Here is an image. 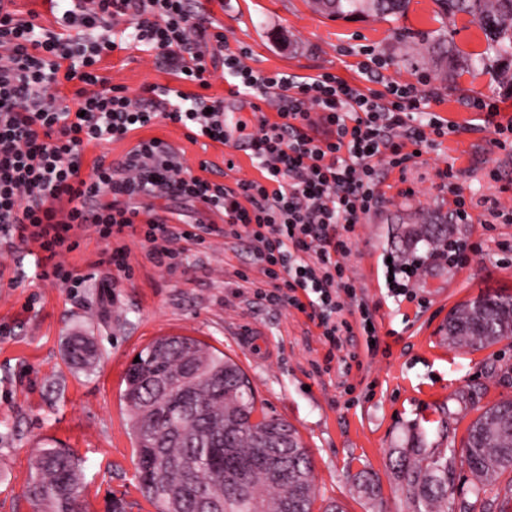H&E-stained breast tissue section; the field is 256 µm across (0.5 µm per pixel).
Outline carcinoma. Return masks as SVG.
<instances>
[{
  "label": "carcinoma",
  "instance_id": "obj_1",
  "mask_svg": "<svg viewBox=\"0 0 512 512\" xmlns=\"http://www.w3.org/2000/svg\"><path fill=\"white\" fill-rule=\"evenodd\" d=\"M439 14H460L483 33L477 53L438 58L452 73L500 68L512 76V0H435ZM411 0H324L336 16L366 11L384 18L404 15ZM448 343L478 350L512 337V298L486 295L460 304L444 326ZM67 356L88 366L95 350L86 336H75ZM121 395L137 462L138 490L155 512H312L315 489L307 448L287 423L262 413L255 420L254 391L240 366L188 336H163L138 353ZM213 448H222L244 466L241 489L225 490L224 470L214 467ZM288 470L286 481L254 461L268 451ZM461 463L466 465L481 512H509L512 484L493 487L498 474L512 470V399L485 408L468 426ZM414 512H448V458L422 463L396 461ZM82 465L74 454L47 448L35 456L26 495L34 512H80Z\"/></svg>",
  "mask_w": 512,
  "mask_h": 512
}]
</instances>
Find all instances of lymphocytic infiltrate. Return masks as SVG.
<instances>
[{
    "mask_svg": "<svg viewBox=\"0 0 512 512\" xmlns=\"http://www.w3.org/2000/svg\"><path fill=\"white\" fill-rule=\"evenodd\" d=\"M69 2L54 30L38 13L0 4V235L36 242L42 277L65 288L82 283L63 258L88 225L106 245L102 263L124 273L131 239L167 269L182 262L179 242L216 233L245 240L263 275L254 297L304 313L330 347L325 364L355 327L376 340L371 317L353 309L352 237L383 200V173L405 172L455 125L414 84L373 88L380 64L369 47L359 66L364 89L327 71L252 67L250 49L232 46L192 0ZM122 48L149 53L175 85L152 84L138 96L112 84L100 63ZM219 72L232 78L230 95L275 100V117L258 115L248 133L257 177L231 187L211 180V161L184 166L158 137L138 138L115 165L98 156L82 174L86 145L125 140L160 120L187 129L191 141L227 144L224 100L209 92ZM75 80L79 88L66 95ZM185 82L195 91L182 90ZM162 193L205 204L223 227L170 223L145 203Z\"/></svg>",
    "mask_w": 512,
    "mask_h": 512,
    "instance_id": "obj_1",
    "label": "lymphocytic infiltrate"
}]
</instances>
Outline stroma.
Returning <instances> with one entry per match:
<instances>
[{
	"label": "stroma",
	"instance_id": "stroma-1",
	"mask_svg": "<svg viewBox=\"0 0 512 512\" xmlns=\"http://www.w3.org/2000/svg\"><path fill=\"white\" fill-rule=\"evenodd\" d=\"M210 9L213 25L247 46L253 67L262 70L329 71L360 85L358 52L370 46L385 63L384 81L418 84L432 98V111L457 127L406 174L388 173L384 201L358 228L347 263L357 299L377 327V349L367 353L363 336H353L346 348L358 354L359 365L347 374L337 365L317 372L328 345L307 317L240 290L236 272L261 277L244 241L230 248L223 237L208 236L202 246H186L181 266L166 270L134 239L125 275L97 265L105 244L88 228L65 258L85 281L68 290L38 277L36 244L0 238V512H33L25 490L40 448L80 458L85 512H108L113 495L128 502V512H154L136 488L121 392L131 360L161 336H189L227 354L247 374L257 408L297 430L312 462L313 512H325L333 500L346 512H412L394 465L413 434L423 433L432 452L462 450L471 421L512 397V338L471 350L449 346L441 331L461 302L512 296V223L489 221L491 202L512 205V153L494 146L493 133L468 106L476 97L499 101L501 122L512 121V84L487 72L442 78L425 50L443 27L435 0H412L407 17L396 22L328 17L311 0H224ZM103 66L133 94L171 81L134 50L112 54ZM149 133L175 145L189 166L205 158L220 167L231 154L242 175L255 173L249 155L191 143L182 128L160 121ZM445 167L461 175L471 223H456L452 197L438 187L436 172ZM152 204L179 224L224 223L198 202L160 195ZM423 226L465 244L463 258L435 259L436 244L417 237ZM390 256L422 260L423 272L410 285L414 300L389 292ZM79 331L96 350L88 370L66 357ZM362 470L376 475L378 497L353 485L352 475Z\"/></svg>",
	"mask_w": 512,
	"mask_h": 512
}]
</instances>
